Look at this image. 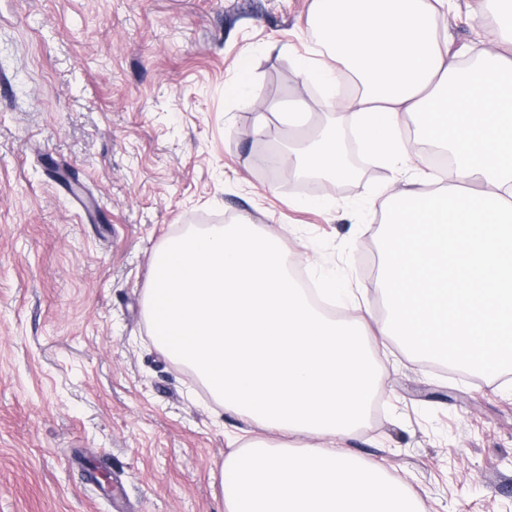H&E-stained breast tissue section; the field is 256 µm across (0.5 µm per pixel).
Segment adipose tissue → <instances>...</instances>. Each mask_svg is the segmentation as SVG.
I'll use <instances>...</instances> for the list:
<instances>
[{
	"instance_id": "adipose-tissue-1",
	"label": "adipose tissue",
	"mask_w": 512,
	"mask_h": 512,
	"mask_svg": "<svg viewBox=\"0 0 512 512\" xmlns=\"http://www.w3.org/2000/svg\"><path fill=\"white\" fill-rule=\"evenodd\" d=\"M454 9V0H313L317 46L296 67L302 86L323 88L322 111L349 114L364 153L410 173L384 189L375 336L483 374L512 366V0H481L472 21L483 35L452 61L439 21ZM420 144L453 155L459 184L435 189L413 170ZM268 161L348 177L332 136H303ZM461 222L470 231L449 232ZM323 293L351 313L319 312L280 234L243 218L163 240L143 314L162 352L217 404L269 430L335 439L360 425L382 378L355 294L332 283Z\"/></svg>"
}]
</instances>
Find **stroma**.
Returning <instances> with one entry per match:
<instances>
[{
  "mask_svg": "<svg viewBox=\"0 0 512 512\" xmlns=\"http://www.w3.org/2000/svg\"><path fill=\"white\" fill-rule=\"evenodd\" d=\"M312 0H0V512H225L230 437L294 448L217 406L153 345L141 300L164 238L240 215L288 258L365 289L376 316L381 189L268 168L258 102L304 96V132L346 127L302 89ZM247 73L244 92L225 94ZM383 379L338 446L428 512H512V371L371 342Z\"/></svg>",
  "mask_w": 512,
  "mask_h": 512,
  "instance_id": "35a3bbf8",
  "label": "stroma"
}]
</instances>
